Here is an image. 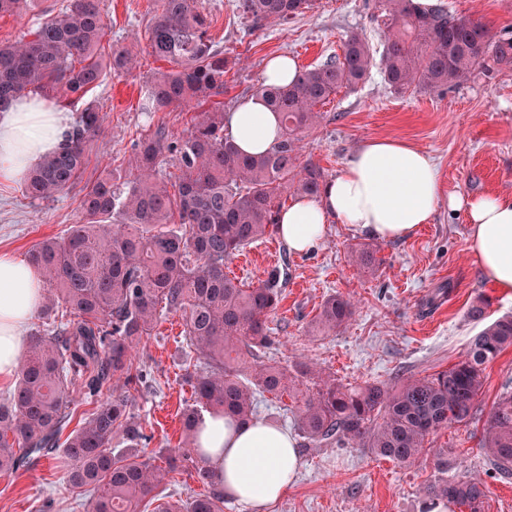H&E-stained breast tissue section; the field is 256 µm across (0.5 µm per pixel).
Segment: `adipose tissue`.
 Wrapping results in <instances>:
<instances>
[{
	"label": "adipose tissue",
	"instance_id": "obj_1",
	"mask_svg": "<svg viewBox=\"0 0 512 512\" xmlns=\"http://www.w3.org/2000/svg\"><path fill=\"white\" fill-rule=\"evenodd\" d=\"M70 123L67 111L33 91L0 106V180H24L44 157L61 151ZM229 126L238 148L249 155L269 150L281 135L277 114L257 95L230 113ZM443 203L449 211L465 213L475 263L494 288L512 297V196L445 194L431 157L402 140L361 143L320 198L289 203L278 234L298 254L316 249L332 222L394 241L431 223ZM42 294L37 270L1 252L0 387L20 369L23 331L38 312ZM199 445L225 499L257 512L287 492L299 468L293 436L259 421L236 427L205 416Z\"/></svg>",
	"mask_w": 512,
	"mask_h": 512
}]
</instances>
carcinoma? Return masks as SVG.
Segmentation results:
<instances>
[{
	"label": "carcinoma",
	"mask_w": 512,
	"mask_h": 512,
	"mask_svg": "<svg viewBox=\"0 0 512 512\" xmlns=\"http://www.w3.org/2000/svg\"><path fill=\"white\" fill-rule=\"evenodd\" d=\"M39 2L0 0V16ZM239 8L254 29L301 16L313 0H239ZM373 18L384 35L383 80L396 93H440L477 71H512V30L494 33L478 18L449 11L442 0H374ZM209 27L200 0H159L146 30L148 47L173 67L143 77L140 111L207 104L203 120L180 137L159 124L148 130L133 143L132 176L108 171L87 185L79 221L28 251L27 263L40 273L48 296L40 311L43 327L30 334L18 381L0 401V474H15L35 456L59 450L69 485L93 492L86 512H145L146 499L185 462L206 494L170 502L167 512H224V488L200 459L199 424L206 413L249 424L265 393L296 399L305 449L353 445L400 465L413 463L430 435L482 412L486 365L512 345V315L502 316L472 338L451 368L391 386L347 388L303 365L301 376L312 387L301 391L288 367L266 360L275 344L266 316L282 301L285 273L275 268L252 286L229 276L226 262L277 232L288 199L321 195L328 176L310 159L300 163L301 135L321 118L318 105L365 79L374 57L364 35L354 33L342 55L297 71L291 83L260 84L256 92L280 115L283 131L269 151L249 156L224 133L226 112L216 97L224 94L231 61L209 37ZM107 29L101 0H65L56 13L42 11L19 40L0 42V103L29 90L76 106L106 73L131 74L136 57L104 46ZM103 124L104 115L85 105L63 151L29 174L26 195L40 201L68 189L83 173L87 148ZM168 158L179 171L173 180L161 175ZM378 254L370 244L359 245L350 260L369 269L383 262ZM61 305L72 318L58 323L52 313ZM169 314L181 316L193 353L187 373L192 403L182 411L181 445L164 449L160 465L146 455V436L130 412L146 386L133 371L132 350ZM354 314L351 299L330 296L307 334L334 335ZM112 380L121 383L120 392L96 399ZM75 392L91 409L63 440ZM117 435L125 448L114 453ZM482 450L501 476H512V391L489 408ZM434 458L444 473L456 461L451 448L436 450ZM488 493L479 476H445L423 498L484 512Z\"/></svg>",
	"instance_id": "carcinoma-1"
}]
</instances>
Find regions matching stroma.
Listing matches in <instances>:
<instances>
[{
    "mask_svg": "<svg viewBox=\"0 0 512 512\" xmlns=\"http://www.w3.org/2000/svg\"><path fill=\"white\" fill-rule=\"evenodd\" d=\"M202 3L212 40L236 59L224 76L228 112L254 94L270 57H292L304 69L341 54L351 33L366 34L372 46L381 43L371 19L372 0H315L312 10L288 23L256 29L243 17L238 0ZM447 3L450 11L481 19L492 30L512 28V0ZM102 4L111 22L107 42L128 47L139 66L126 77L106 76L87 93L106 118L79 182L45 201L27 198L23 184L0 183V252L23 259L39 240L63 235L79 219L84 185L108 168L127 171L131 146L148 126L162 124L178 136L200 115L196 107L152 114L139 110L142 77L160 67L145 38L156 0ZM320 111L319 125L302 136L301 157L318 163L329 177H336L360 143L385 137L427 152L446 190L512 195V71L477 76L439 96L419 89L395 93L375 68L356 87L340 89ZM363 241L349 226L332 223L309 254H294L274 236L229 260L237 278L252 285L272 269H288L283 300L268 317L276 338L270 357L291 367L314 363L344 384L388 385L448 369L488 323L512 313V298L492 288L474 262L463 213L449 212L447 205H440L432 223L413 236L379 242L382 263L375 270L350 261L351 248ZM332 295L355 300V315L336 335L308 337L309 321ZM479 295L488 306L484 318L476 320L469 308ZM185 345L182 320L171 314L135 350V366L153 379V392L138 397L131 408L151 438V454L177 447L182 436L181 412L192 398L185 381ZM482 432L478 420L451 424L431 435L420 459L405 466L357 447L300 453L293 488L267 512H420L422 489L440 476L433 458L439 448L454 449L462 461L450 476L487 481L485 512H512V479L496 477L492 460L480 448ZM84 497L52 458L23 473L0 474V512H84Z\"/></svg>",
    "mask_w": 512,
    "mask_h": 512,
    "instance_id": "35a3bbf8",
    "label": "stroma"
}]
</instances>
